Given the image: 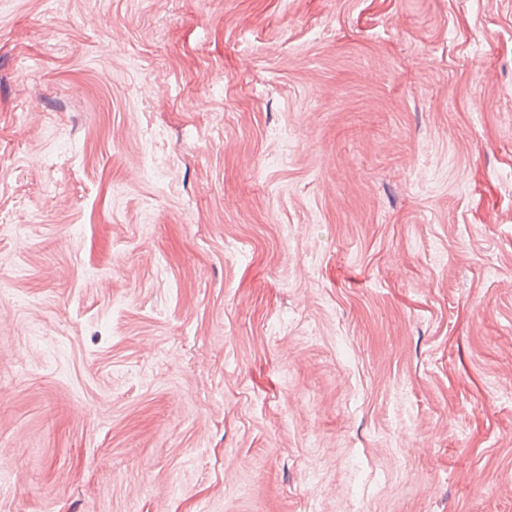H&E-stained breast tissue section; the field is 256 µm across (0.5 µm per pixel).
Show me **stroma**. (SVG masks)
<instances>
[{"label":"stroma","mask_w":512,"mask_h":512,"mask_svg":"<svg viewBox=\"0 0 512 512\" xmlns=\"http://www.w3.org/2000/svg\"><path fill=\"white\" fill-rule=\"evenodd\" d=\"M0 512H512V0H0Z\"/></svg>","instance_id":"obj_1"}]
</instances>
